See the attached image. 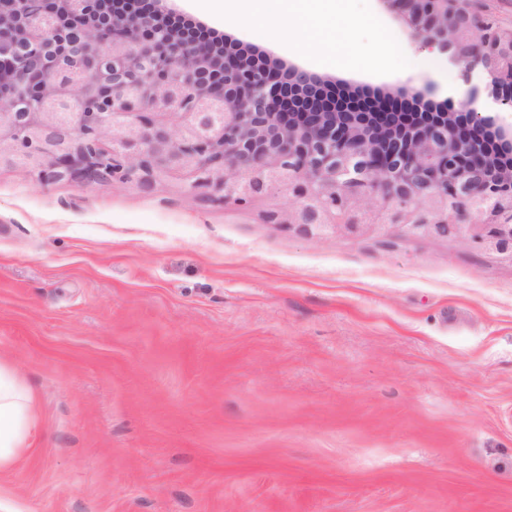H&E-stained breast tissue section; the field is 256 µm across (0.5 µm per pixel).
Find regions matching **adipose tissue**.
<instances>
[{
	"label": "adipose tissue",
	"mask_w": 512,
	"mask_h": 512,
	"mask_svg": "<svg viewBox=\"0 0 512 512\" xmlns=\"http://www.w3.org/2000/svg\"><path fill=\"white\" fill-rule=\"evenodd\" d=\"M200 10L243 22L255 34L307 47L310 54L329 50L336 35V0H198ZM31 395L15 372L0 364V469L15 465L35 428Z\"/></svg>",
	"instance_id": "ef3b65f1"
}]
</instances>
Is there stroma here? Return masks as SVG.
Segmentation results:
<instances>
[{
    "label": "stroma",
    "mask_w": 512,
    "mask_h": 512,
    "mask_svg": "<svg viewBox=\"0 0 512 512\" xmlns=\"http://www.w3.org/2000/svg\"><path fill=\"white\" fill-rule=\"evenodd\" d=\"M337 89L442 102L462 69L380 0L324 62L175 0ZM174 181L79 189L0 168V362L37 431L0 512H512V258L370 226L304 235Z\"/></svg>",
    "instance_id": "stroma-1"
}]
</instances>
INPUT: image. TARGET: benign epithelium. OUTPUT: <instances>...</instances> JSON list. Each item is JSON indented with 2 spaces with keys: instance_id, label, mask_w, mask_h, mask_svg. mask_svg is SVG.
Segmentation results:
<instances>
[{
  "instance_id": "obj_1",
  "label": "benign epithelium",
  "mask_w": 512,
  "mask_h": 512,
  "mask_svg": "<svg viewBox=\"0 0 512 512\" xmlns=\"http://www.w3.org/2000/svg\"><path fill=\"white\" fill-rule=\"evenodd\" d=\"M172 0H0V164L41 184L178 181L307 234L404 226L512 258V169L480 138L512 110V38L467 0H380L463 67L458 110L357 112L244 46L160 16ZM485 89L471 84L473 73Z\"/></svg>"
}]
</instances>
